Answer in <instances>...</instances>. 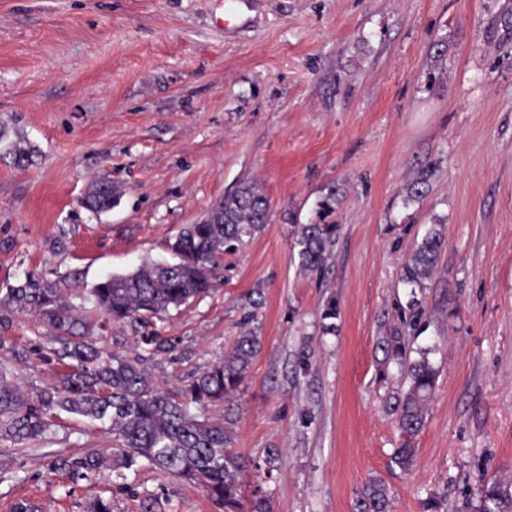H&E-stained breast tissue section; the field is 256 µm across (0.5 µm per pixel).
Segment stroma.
I'll use <instances>...</instances> for the list:
<instances>
[{"label": "stroma", "instance_id": "stroma-1", "mask_svg": "<svg viewBox=\"0 0 512 512\" xmlns=\"http://www.w3.org/2000/svg\"><path fill=\"white\" fill-rule=\"evenodd\" d=\"M0 129L35 149L26 167L0 157V297L32 274L81 308L106 275L170 261L168 241L241 183L269 198L213 290L159 321L183 360L148 363L175 388L243 329L260 336L232 409L208 412L232 419L248 462L241 512L259 488L270 512H358L372 482L391 512L512 494V0H0ZM425 167L426 193L405 200ZM100 177L122 196L97 217L79 200ZM330 193L340 230L326 266L301 271L295 231ZM434 224L444 248L411 310L404 264ZM88 329L117 352L139 334L96 311ZM50 334L25 313L0 324L24 353L7 378L41 389L68 371L43 356ZM424 349L438 376L409 438L400 365ZM405 442L408 472L391 460ZM112 445L66 413L43 439L0 440V512L24 496L87 512L95 494L113 512H224L147 464L91 481L47 469Z\"/></svg>", "mask_w": 512, "mask_h": 512}]
</instances>
